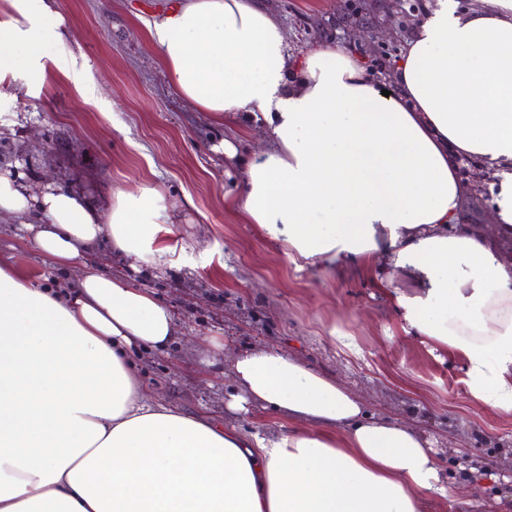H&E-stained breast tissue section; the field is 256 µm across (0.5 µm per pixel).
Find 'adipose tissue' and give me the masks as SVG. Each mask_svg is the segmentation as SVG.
Returning <instances> with one entry per match:
<instances>
[{"instance_id": "ef3b65f1", "label": "adipose tissue", "mask_w": 512, "mask_h": 512, "mask_svg": "<svg viewBox=\"0 0 512 512\" xmlns=\"http://www.w3.org/2000/svg\"><path fill=\"white\" fill-rule=\"evenodd\" d=\"M474 2L431 0L387 96L333 46L292 61L255 0H181L146 30L198 111L263 122L261 153L220 144L241 161L230 203L247 223L297 268L356 266L406 333L463 362L479 406L512 413V264L462 223L459 177L464 158L492 170L491 219L512 237V0ZM10 5L0 91L20 70L43 88L52 66L83 89L52 0ZM154 196L118 192L101 215L0 170V219L76 272L53 288L0 256V512H422L448 496L426 437L280 350L232 357L221 421L148 393L135 355L165 350L176 317L91 255L105 237L134 265L174 253ZM253 409L293 427L229 425Z\"/></svg>"}]
</instances>
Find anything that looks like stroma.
I'll return each mask as SVG.
<instances>
[{
	"label": "stroma",
	"mask_w": 512,
	"mask_h": 512,
	"mask_svg": "<svg viewBox=\"0 0 512 512\" xmlns=\"http://www.w3.org/2000/svg\"><path fill=\"white\" fill-rule=\"evenodd\" d=\"M86 96L52 76L35 93L24 74L0 100V168L39 188L58 185L107 212L118 192H156L162 226L180 249L130 270L109 242L96 250L114 276L174 311L182 340L142 357L157 395L185 413H224L227 361L275 348L344 383L377 416L404 420L434 443L452 490L425 512H512V414L476 405L463 364L406 334L356 269H298L245 224L229 198L241 173L214 145L243 156L267 142L259 124L214 122L171 87L146 21L174 0H57ZM426 0H257L284 28L292 57L327 44L355 56L382 88L403 59ZM0 254L34 278L43 257L0 221ZM353 337L354 348L342 337ZM212 343L201 346L200 338Z\"/></svg>",
	"instance_id": "obj_1"
}]
</instances>
